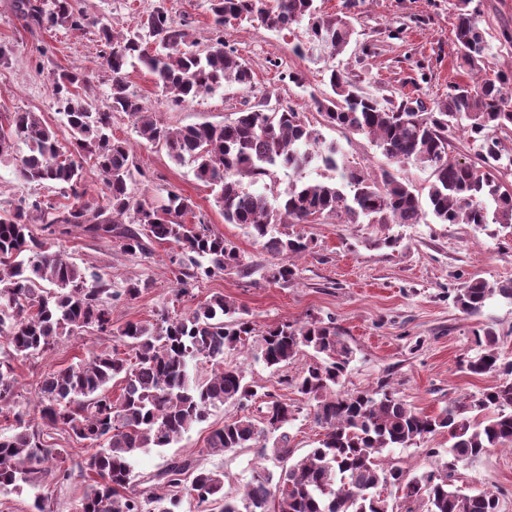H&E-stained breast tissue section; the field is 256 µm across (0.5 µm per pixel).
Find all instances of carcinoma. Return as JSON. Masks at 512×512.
<instances>
[{
	"instance_id": "carcinoma-1",
	"label": "carcinoma",
	"mask_w": 512,
	"mask_h": 512,
	"mask_svg": "<svg viewBox=\"0 0 512 512\" xmlns=\"http://www.w3.org/2000/svg\"><path fill=\"white\" fill-rule=\"evenodd\" d=\"M473 2L455 3V63L469 80L450 84L435 107L419 99L383 106L342 68L330 70V92L311 96L324 125L368 136L394 163L430 169L424 193L388 169L370 174L350 165L341 147L326 142L302 113L271 104L269 96L220 125L170 130L154 122L144 99L129 90L126 71L138 63L175 105L226 83L251 90V68L224 43V24L231 18L258 21L275 32L305 21L312 42L339 55L354 28L346 13L324 14L316 0H210L212 38L202 49L186 24L162 8L120 36L99 23L100 65L112 74L107 104L97 105L84 92L88 80L82 68L61 71L52 85L71 133L68 156L36 113L0 114V161L24 145L26 153L17 157L21 176L57 186L68 199L29 196L0 211V337L6 344L0 356V417L7 422L0 428V491H41L72 477L69 454L48 440L54 430L91 450L83 467L81 512H178L186 495L199 512H212L214 504L221 512H394L380 487L400 493L404 512H418V503L426 512H498L495 494L452 484L459 462L512 447V361L501 358L492 329L476 334L480 352L467 360L466 369L493 375L497 383L478 397L428 414L389 389L341 392L352 350L332 323L312 318L269 327L262 349L267 367L283 368L306 350L316 358L301 377L281 381L313 403L314 421L323 430L318 446L294 460L288 434L292 406L249 382L244 367L224 363L225 350L245 345L255 331L243 309L217 296L180 317L114 328L112 304L137 297L141 283L129 280L114 290L107 274L82 267L55 248L56 240L80 226L99 238H117L131 254H148L152 242L173 244L178 252L171 262L179 267L182 295L194 278L185 271L188 263L199 268V259L207 260V274L242 266L233 242L185 222L194 203L180 191L170 192L161 207L131 195L134 152L131 142L112 132L115 112L134 118L143 141H162L176 164L191 165L196 179L216 191L224 223L242 227L283 260L305 251L308 243L276 234L275 226L307 223L313 216L343 215L352 224H422L430 216L437 224H497L512 235V186L503 180L512 171V150L500 137L512 132V71L488 72L489 44ZM12 7L29 27L76 32L91 24L79 0H13ZM455 129L467 133L475 160L448 158V132ZM84 160L94 161L102 176V205L88 195ZM314 162L336 173V180H304ZM278 168L294 175L283 191L270 195L255 188ZM128 215L132 228L121 226ZM495 296L512 301V281H471L457 290L454 303L463 314L476 315ZM89 330L113 345L88 360L47 370L37 383L33 411L17 409L12 361L40 355L62 337ZM198 360L213 366L210 378L191 379L189 364ZM117 380L122 388L114 399ZM257 401L260 418L243 413L224 421L209 433L205 449L216 455L256 448L260 458L281 464L279 473L258 466L243 491L233 494L224 490L223 471L172 457L152 477L162 492L136 490L141 481L133 461L141 452L169 447L226 402L245 407ZM440 430L448 432L450 445L434 470L412 476L384 465V450L408 448Z\"/></svg>"
}]
</instances>
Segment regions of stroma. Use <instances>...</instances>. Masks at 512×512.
Returning <instances> with one entry per match:
<instances>
[{
  "mask_svg": "<svg viewBox=\"0 0 512 512\" xmlns=\"http://www.w3.org/2000/svg\"><path fill=\"white\" fill-rule=\"evenodd\" d=\"M455 0H355L349 13L355 28L343 54L333 55L310 43L305 27L283 35L259 23L231 24L224 31L234 48L254 72L251 91L227 85L179 106L171 105L145 68L129 70L131 90L141 94L158 125L182 128L201 123L220 124L233 118L245 103L272 92L280 102L293 106L326 140L337 142L350 165L376 173L389 162L366 136L323 126L312 105L327 92V71L348 69L365 91L383 99H420L426 106L441 101L454 82L466 76L455 66L453 42ZM88 15L108 21L125 32L138 18L162 7L178 21H189V33L207 45L211 24L209 0H81ZM479 20L490 44L491 69L512 68V43L502 37L512 32V0H479ZM0 44L11 47L9 65L0 66V110L34 112L54 127L61 145L71 136L57 111L52 82L60 71L81 67L90 79L89 93L106 103L111 74L99 63L102 44L97 27L82 32L28 28L11 10V0H0ZM300 52H293V45ZM298 74L302 82L289 81ZM112 129L134 143L138 171L131 191L152 206L166 203L170 191L192 199L197 218L238 247L243 266L220 274L196 271L191 296L177 298L170 257L174 245L152 243L149 254H128L116 242L94 240L81 232L62 238L60 245L73 261L110 274L113 288L126 279L142 283L140 295L112 307V324L151 322L161 313L191 310L215 296L244 309L256 332L245 350L225 354V362L245 368L248 380L287 399L295 408L288 426L296 456L314 448L322 434L307 399L284 389L281 377L297 378L313 363L312 352H302L292 363L273 371L260 359L262 331L283 322H303L317 317L334 321L352 350L341 381L346 393L376 391L387 387L407 404L429 414L448 403L478 394L496 382L492 376L468 374L465 364L477 351L476 331L493 328L502 358L512 360V302L489 300L474 316L461 313L453 303L457 288L472 280L491 283L512 280V237L481 230L471 224H350L329 217L307 224L281 225V232L302 236L309 244L293 258L296 275L286 281L270 278L277 260L243 228L225 223L209 187L198 181L190 166L171 161L164 144L140 142L134 121L114 113ZM60 199L59 190L24 181L13 165L0 163V207L33 195ZM397 237L395 246H384L385 237ZM108 340L85 333L61 338L46 354L16 363L19 405L32 407L36 383L45 370L67 366L89 353L104 349ZM238 404L213 409L207 422L196 425L167 448H150L134 462L141 477L158 472L172 457L191 459L197 467L220 469L226 491L249 481L258 463L255 449L211 455L205 440L212 427L239 414ZM448 448V436L437 433L407 448L384 452L387 464L412 475L435 468V452ZM456 486L472 492L491 491L499 497V512H512V451L494 449L458 463Z\"/></svg>",
  "mask_w": 512,
  "mask_h": 512,
  "instance_id": "obj_1",
  "label": "stroma"
}]
</instances>
